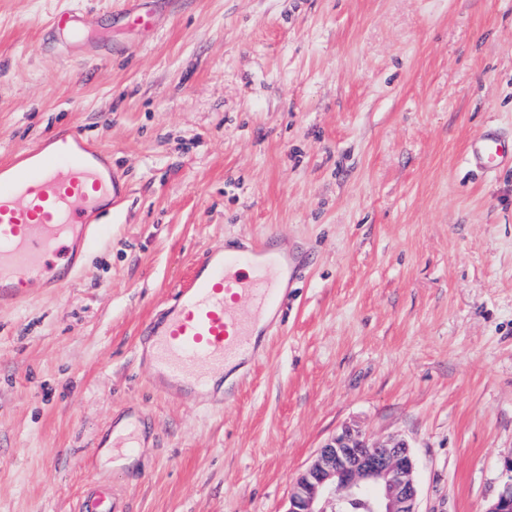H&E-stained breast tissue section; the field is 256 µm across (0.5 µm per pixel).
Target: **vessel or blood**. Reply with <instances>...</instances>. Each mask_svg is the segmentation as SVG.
<instances>
[{"label": "vessel or blood", "instance_id": "vessel-or-blood-1", "mask_svg": "<svg viewBox=\"0 0 512 512\" xmlns=\"http://www.w3.org/2000/svg\"><path fill=\"white\" fill-rule=\"evenodd\" d=\"M46 27L83 32L70 10L52 15ZM468 157L473 167L492 174L512 162V150L487 133L471 141ZM124 185V175L75 129L50 133L41 147L20 153L11 174L0 177V305L22 300L30 282L57 288L68 281L103 232L94 221L103 201L120 196ZM302 264L270 236L203 253L190 279L141 330L155 386L178 398L215 396L229 362L255 358L254 339L264 335V321L280 312ZM139 427L131 422L96 445L133 451ZM77 512L121 510L111 484L94 479Z\"/></svg>", "mask_w": 512, "mask_h": 512}]
</instances>
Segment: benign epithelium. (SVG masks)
Masks as SVG:
<instances>
[{
  "mask_svg": "<svg viewBox=\"0 0 512 512\" xmlns=\"http://www.w3.org/2000/svg\"><path fill=\"white\" fill-rule=\"evenodd\" d=\"M511 473L485 512H512ZM415 462L408 442L369 440L358 427L336 433L296 478L287 512H418Z\"/></svg>",
  "mask_w": 512,
  "mask_h": 512,
  "instance_id": "obj_1",
  "label": "benign epithelium"
}]
</instances>
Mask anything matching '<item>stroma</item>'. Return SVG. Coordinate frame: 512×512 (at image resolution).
<instances>
[{"label":"stroma","instance_id":"35a3bbf8","mask_svg":"<svg viewBox=\"0 0 512 512\" xmlns=\"http://www.w3.org/2000/svg\"><path fill=\"white\" fill-rule=\"evenodd\" d=\"M0 0V165L80 129L125 175L80 275L0 309V512H287L344 426L406 439L420 512H484L512 458V0ZM78 11L109 46L44 44ZM311 255L223 402L178 400L137 348L206 250ZM142 413L133 466L92 458ZM45 28L50 31H63L65 33L80 35L83 28L79 16L70 10L55 13L46 23ZM467 151L472 166L484 173H495L510 161L512 166V151L491 133L472 140ZM76 512H124L117 506L112 485L100 479L89 481L77 503Z\"/></svg>","mask_w":512,"mask_h":512}]
</instances>
